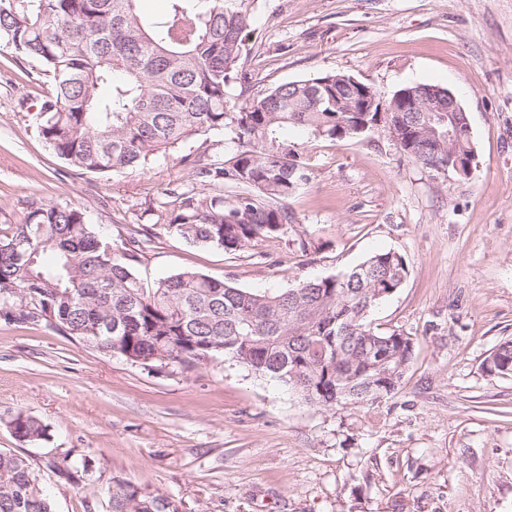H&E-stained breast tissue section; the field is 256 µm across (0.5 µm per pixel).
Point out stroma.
Returning <instances> with one entry per match:
<instances>
[{"label": "stroma", "mask_w": 512, "mask_h": 512, "mask_svg": "<svg viewBox=\"0 0 512 512\" xmlns=\"http://www.w3.org/2000/svg\"><path fill=\"white\" fill-rule=\"evenodd\" d=\"M238 101L343 72L383 96L412 84L453 89L469 115V178L432 176L378 127L365 140L288 131L311 159L289 201L294 224L225 251L159 226L171 183L194 179L156 154L107 175L64 164L33 116L51 87L0 45V225L32 205L68 203L95 229L154 239L137 267L154 282L190 269L249 290H285L392 250L401 288L372 312L403 331L413 360L375 405L306 403L231 360L163 369L107 356L45 323L0 320V448L25 456L55 512H109L113 479L175 498L182 512H512V376L483 363L512 340V0H254ZM41 419L48 440L17 441L7 421ZM94 461L74 487L49 466Z\"/></svg>", "instance_id": "stroma-1"}]
</instances>
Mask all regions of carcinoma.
Segmentation results:
<instances>
[{"instance_id": "carcinoma-1", "label": "carcinoma", "mask_w": 512, "mask_h": 512, "mask_svg": "<svg viewBox=\"0 0 512 512\" xmlns=\"http://www.w3.org/2000/svg\"><path fill=\"white\" fill-rule=\"evenodd\" d=\"M137 0H0V42L38 62L53 92L38 113L39 134L67 165L94 173L135 171L181 142L224 134L236 145L225 159L185 156L199 186L174 184L163 195V228L189 244L237 250L283 231L288 206L309 180L310 158L284 136L301 128L315 139H364L376 112H339L354 98L349 75L324 72L279 84L241 107L230 91L241 66L248 0H170L146 20ZM101 84L111 93L97 94ZM401 150L436 176L448 167V124L425 132L407 112ZM474 155L462 132L460 168ZM141 232L118 242L93 231L70 204L40 203L25 220L0 230V319L45 322L105 355L145 366L233 360L327 408L380 402L398 389L414 352L411 337L374 327L370 315L408 276L404 257L383 251L337 275L284 291L239 288L193 270L152 286L136 274ZM490 375L512 374V341L486 360ZM19 441L49 436L39 418L8 423ZM79 486L89 460L52 462ZM111 512H180L171 496L142 493L115 479ZM0 512H55L28 460L0 449Z\"/></svg>"}]
</instances>
